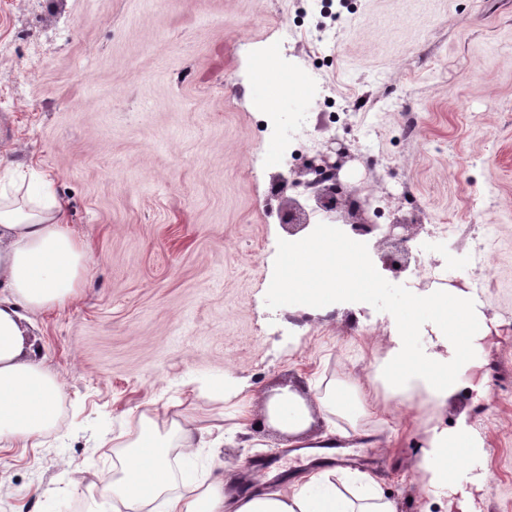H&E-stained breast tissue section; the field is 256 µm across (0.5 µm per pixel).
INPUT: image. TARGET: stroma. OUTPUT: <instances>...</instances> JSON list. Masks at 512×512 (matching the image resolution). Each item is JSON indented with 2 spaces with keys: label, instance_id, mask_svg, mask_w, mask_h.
<instances>
[{
  "label": "stroma",
  "instance_id": "obj_1",
  "mask_svg": "<svg viewBox=\"0 0 512 512\" xmlns=\"http://www.w3.org/2000/svg\"><path fill=\"white\" fill-rule=\"evenodd\" d=\"M324 51L283 44L296 16ZM318 70L289 89L284 68ZM276 93L259 95L260 80ZM335 89L344 125L321 96ZM306 152L347 134L345 178L386 218L415 214L416 262L385 270L363 243L368 298L288 305L276 283L295 240L271 188L298 121ZM416 133L407 136L405 125ZM0 154L52 180L88 245L83 285L34 316L62 382L63 414L34 448L0 447V512H90V475L112 466L142 412L209 422L208 392L250 398L233 442L200 449L197 476L300 479L316 464L283 448L267 395L296 383L363 381L353 462L399 512H512V0H0ZM450 225L448 236L434 233ZM495 230L483 265L471 238ZM473 292L488 331L467 385L438 406L399 405L366 378L412 292ZM465 425L472 471L456 494L412 463L433 432Z\"/></svg>",
  "mask_w": 512,
  "mask_h": 512
}]
</instances>
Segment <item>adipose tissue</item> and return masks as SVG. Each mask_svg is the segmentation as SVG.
<instances>
[{
  "mask_svg": "<svg viewBox=\"0 0 512 512\" xmlns=\"http://www.w3.org/2000/svg\"><path fill=\"white\" fill-rule=\"evenodd\" d=\"M87 246L66 224L50 183H43L17 201L0 195V444L28 441L57 421L61 385L44 364L40 346L28 335L31 317L64 304L83 282ZM286 273L278 285L289 298L304 303L367 293L373 273L359 241H342L330 228L290 250ZM410 313L426 317L436 333L437 347L423 353L411 348V326L395 325L393 345L374 374L394 395L408 398L425 392L435 403H446L471 367L470 350L480 331L475 301L457 289L413 295ZM360 383L327 384L309 403L284 388L271 397L266 414L287 435L292 448L341 447V437L311 433L313 408L356 424L362 411ZM213 429L176 416L159 427L141 415L140 434L117 454L111 472L91 461L80 472L93 477L99 499L92 512H147L160 503L163 512H398L396 502L378 481L351 468L325 469L278 489L225 491L223 478H206L176 491L169 463L171 449L191 456L212 442ZM473 443L465 429L434 434L416 462L417 470L446 488L457 485V474Z\"/></svg>",
  "mask_w": 512,
  "mask_h": 512,
  "instance_id": "obj_1",
  "label": "adipose tissue"
}]
</instances>
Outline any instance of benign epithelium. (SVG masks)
I'll list each match as a JSON object with an SVG mask.
<instances>
[{
  "mask_svg": "<svg viewBox=\"0 0 512 512\" xmlns=\"http://www.w3.org/2000/svg\"><path fill=\"white\" fill-rule=\"evenodd\" d=\"M352 158L348 148L340 143L336 148L289 169L288 174L279 178L278 193L282 195L281 222L293 233L308 226L309 214L295 198L286 195L290 188L306 185L313 188L312 198L315 209L323 212L333 221L344 218V224L359 234L364 232L365 207L351 205V193L341 181L340 172L345 162ZM412 220L398 217L388 225L379 241L382 246L381 259L388 269H404L412 256L409 241L413 238Z\"/></svg>",
  "mask_w": 512,
  "mask_h": 512,
  "instance_id": "7a95c632",
  "label": "benign epithelium"
}]
</instances>
